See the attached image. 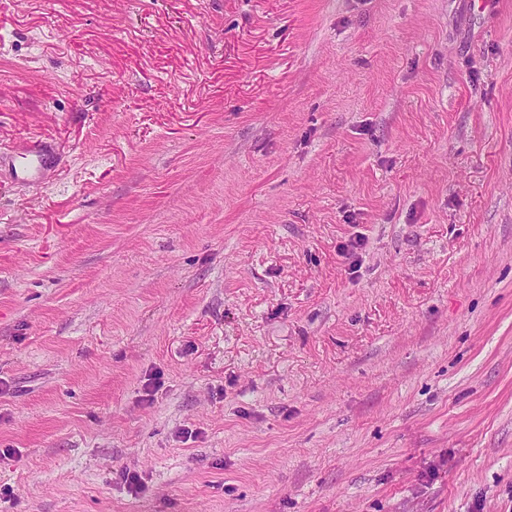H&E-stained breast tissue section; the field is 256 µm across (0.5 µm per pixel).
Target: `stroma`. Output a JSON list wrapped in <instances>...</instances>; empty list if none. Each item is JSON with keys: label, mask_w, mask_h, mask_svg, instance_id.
<instances>
[{"label": "stroma", "mask_w": 512, "mask_h": 512, "mask_svg": "<svg viewBox=\"0 0 512 512\" xmlns=\"http://www.w3.org/2000/svg\"><path fill=\"white\" fill-rule=\"evenodd\" d=\"M0 0V512H512V0ZM7 160L9 170L16 182L33 183L39 180L44 172L57 162L50 145L36 142L28 147L25 153L18 156L5 153L0 155V170Z\"/></svg>", "instance_id": "obj_1"}]
</instances>
